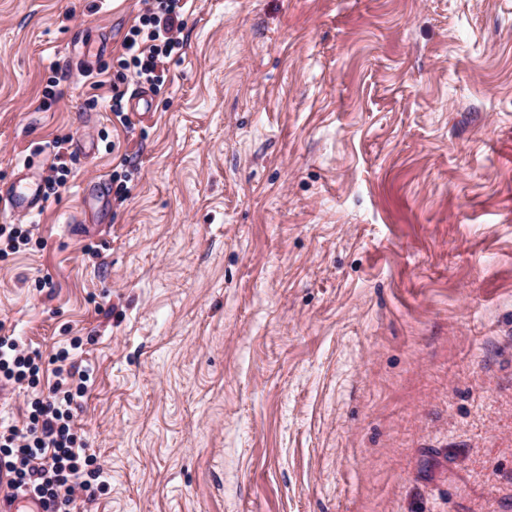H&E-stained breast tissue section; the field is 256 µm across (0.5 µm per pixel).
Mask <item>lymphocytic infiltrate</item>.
Wrapping results in <instances>:
<instances>
[{"instance_id": "f902f5d3", "label": "lymphocytic infiltrate", "mask_w": 512, "mask_h": 512, "mask_svg": "<svg viewBox=\"0 0 512 512\" xmlns=\"http://www.w3.org/2000/svg\"><path fill=\"white\" fill-rule=\"evenodd\" d=\"M184 0H146L130 25L118 63L139 81L157 87L164 83L172 62L181 59L185 42ZM70 346L53 357L55 381L48 394L37 393L42 353L14 336H0V387L17 385L35 390L24 424L0 421V485L6 496L32 493L52 512H73L78 501H93L106 487L104 469L79 431L76 412L86 397L92 373L75 361Z\"/></svg>"}]
</instances>
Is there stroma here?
<instances>
[{"instance_id":"obj_1","label":"stroma","mask_w":512,"mask_h":512,"mask_svg":"<svg viewBox=\"0 0 512 512\" xmlns=\"http://www.w3.org/2000/svg\"><path fill=\"white\" fill-rule=\"evenodd\" d=\"M143 8L0 0V190L76 158L0 330L86 338L92 512H512V0H187L125 127Z\"/></svg>"}]
</instances>
